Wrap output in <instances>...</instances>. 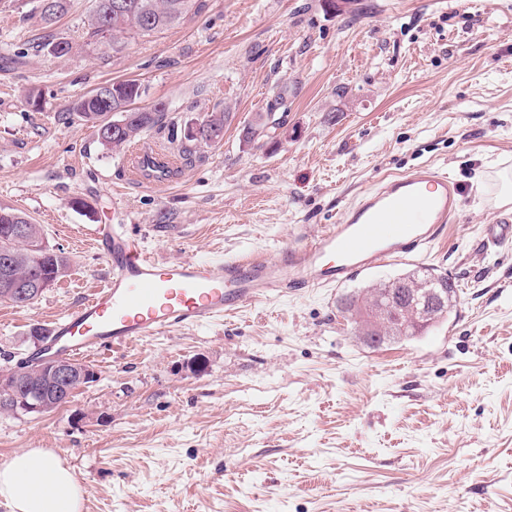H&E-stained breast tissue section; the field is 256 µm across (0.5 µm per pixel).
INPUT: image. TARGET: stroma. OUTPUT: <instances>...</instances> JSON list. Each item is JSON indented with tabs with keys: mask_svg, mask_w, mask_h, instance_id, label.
I'll return each mask as SVG.
<instances>
[{
	"mask_svg": "<svg viewBox=\"0 0 512 512\" xmlns=\"http://www.w3.org/2000/svg\"><path fill=\"white\" fill-rule=\"evenodd\" d=\"M197 2L118 54L57 58L45 42L79 40L93 0L49 27L37 0H0V205L72 258L31 306L0 302V366L100 286L79 226L126 225L171 262L249 258L422 164L463 185L459 219L420 259L88 355L97 379L70 403L0 415V465L51 450L81 512H512V245L483 249L481 194L512 167V0ZM126 80L136 107L165 109L135 146L177 156L166 190L131 180L130 150L104 151L69 113ZM269 110L282 127L246 140ZM213 111L230 114L223 141L180 159L187 123ZM424 267L455 282L456 312L410 341L356 340L342 298Z\"/></svg>",
	"mask_w": 512,
	"mask_h": 512,
	"instance_id": "obj_1",
	"label": "stroma"
}]
</instances>
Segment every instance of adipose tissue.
<instances>
[{
	"label": "adipose tissue",
	"mask_w": 512,
	"mask_h": 512,
	"mask_svg": "<svg viewBox=\"0 0 512 512\" xmlns=\"http://www.w3.org/2000/svg\"><path fill=\"white\" fill-rule=\"evenodd\" d=\"M0 500L12 512H79L81 488L70 467L30 449L0 467Z\"/></svg>",
	"instance_id": "adipose-tissue-1"
}]
</instances>
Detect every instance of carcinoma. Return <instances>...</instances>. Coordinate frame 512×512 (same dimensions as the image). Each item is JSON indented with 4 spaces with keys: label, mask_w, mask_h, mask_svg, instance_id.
Listing matches in <instances>:
<instances>
[{
    "label": "carcinoma",
    "mask_w": 512,
    "mask_h": 512,
    "mask_svg": "<svg viewBox=\"0 0 512 512\" xmlns=\"http://www.w3.org/2000/svg\"><path fill=\"white\" fill-rule=\"evenodd\" d=\"M196 0H94V8L88 27L82 34V43L59 37L48 41L45 47L59 49L58 56L71 55L81 47L107 45L112 52L119 53L135 38L150 36L165 28L180 23L195 7ZM68 0H52L49 11H40V18L51 25L67 11ZM71 112L81 121L91 122L95 127H114V131L98 142L106 151L112 152L140 138L144 133L162 123L164 113L159 108L141 112H126L112 115V104L99 99L81 98ZM229 113L208 112L200 118L199 126L204 132L215 133L212 144L224 139V126ZM269 115L258 114L254 125L244 137L254 140L266 136ZM22 213L0 207V261L12 262L13 272L21 278L40 274L59 280L70 269L71 259L60 248L50 247L44 242V230L39 224L30 225V235L18 239L11 235L10 225L17 223ZM456 288L448 276L429 270H409L385 281L369 282L353 289L342 301L341 312L354 326L355 335L379 337L378 343L386 340H405L422 335L432 324L448 316L456 306ZM18 401L10 408L13 415L33 414L24 402H37L42 412L49 413L65 402V393L56 385L42 378L24 381L17 390Z\"/></svg>",
    "instance_id": "carcinoma-1"
}]
</instances>
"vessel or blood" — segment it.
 Segmentation results:
<instances>
[{"mask_svg": "<svg viewBox=\"0 0 512 512\" xmlns=\"http://www.w3.org/2000/svg\"><path fill=\"white\" fill-rule=\"evenodd\" d=\"M170 158L147 149L129 158L132 176L159 187ZM462 192L447 173L422 165L384 180L343 207L334 223L280 253L251 258H155L122 225L90 236L106 262L102 285L56 319L45 353L74 358L200 325L274 296L336 287L355 273L413 258L460 214ZM483 243H512V214L487 225Z\"/></svg>", "mask_w": 512, "mask_h": 512, "instance_id": "1", "label": "vessel or blood"}]
</instances>
